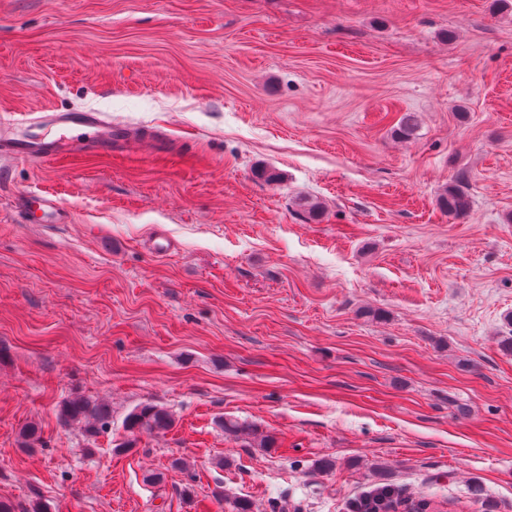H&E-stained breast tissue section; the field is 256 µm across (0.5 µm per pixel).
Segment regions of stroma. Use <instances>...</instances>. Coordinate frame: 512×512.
<instances>
[{
  "instance_id": "obj_1",
  "label": "stroma",
  "mask_w": 512,
  "mask_h": 512,
  "mask_svg": "<svg viewBox=\"0 0 512 512\" xmlns=\"http://www.w3.org/2000/svg\"><path fill=\"white\" fill-rule=\"evenodd\" d=\"M52 112L170 143L0 162V500L350 512L391 484L512 512V5L0 0V123ZM40 193L68 223L19 222ZM77 394L108 430L60 421ZM146 400L174 426L116 452ZM225 433L241 437L249 443H254L258 448H273L274 440L271 436L263 434L255 426L233 419L225 418L220 423Z\"/></svg>"
}]
</instances>
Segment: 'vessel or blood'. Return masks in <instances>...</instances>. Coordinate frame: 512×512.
Returning <instances> with one entry per match:
<instances>
[{"instance_id": "b4317fda", "label": "vessel or blood", "mask_w": 512, "mask_h": 512, "mask_svg": "<svg viewBox=\"0 0 512 512\" xmlns=\"http://www.w3.org/2000/svg\"><path fill=\"white\" fill-rule=\"evenodd\" d=\"M63 133L54 139H30L0 133V159L53 160L89 153L109 155L137 141L138 133L97 112H56Z\"/></svg>"}]
</instances>
